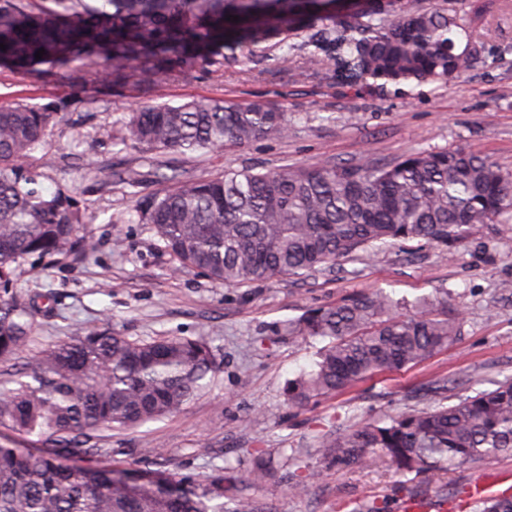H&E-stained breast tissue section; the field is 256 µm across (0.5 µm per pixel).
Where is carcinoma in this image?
<instances>
[{
	"label": "carcinoma",
	"instance_id": "1",
	"mask_svg": "<svg viewBox=\"0 0 512 512\" xmlns=\"http://www.w3.org/2000/svg\"><path fill=\"white\" fill-rule=\"evenodd\" d=\"M339 0H0V62L22 71L78 62L153 79L215 49L234 58L272 32L275 47L317 29L310 44L332 47L336 63L364 80L436 81L470 70L476 47L452 7H407L392 19L375 7L336 17ZM229 16L239 21L227 20ZM42 58H35L39 49ZM59 113L49 106H0V512H266L232 476L190 479L140 473L104 460L99 432L135 429L174 415L204 394L218 370L206 342L137 340L110 328L33 346L34 301L8 287L30 259L93 251L78 201L39 188L25 164ZM288 133V117L261 101L192 99L144 106L117 140L147 151L194 153ZM173 188L140 216L182 269L239 286L326 271L341 258L395 242L446 246L477 224L512 220V174L462 150L417 153L386 166L325 162L217 178L160 173ZM412 307V314L403 309ZM459 319L448 293L408 303L383 290L359 293L288 323L326 344L315 368L288 383V403L305 410L385 371L423 363L453 344ZM33 444L22 448L10 435ZM51 442L53 447L41 444ZM336 464L388 463L402 477L443 473L512 456V375L449 405L361 422L321 437ZM473 512H512V496L472 502Z\"/></svg>",
	"mask_w": 512,
	"mask_h": 512
}]
</instances>
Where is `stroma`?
I'll return each instance as SVG.
<instances>
[{"label":"stroma","mask_w":512,"mask_h":512,"mask_svg":"<svg viewBox=\"0 0 512 512\" xmlns=\"http://www.w3.org/2000/svg\"><path fill=\"white\" fill-rule=\"evenodd\" d=\"M308 39L300 33L285 56L268 40L240 48L236 63L217 55L152 81L134 66L119 78L90 75L77 64L38 72L0 65V106L58 108L59 122L29 164L45 193L63 190L77 199L95 243L82 259L30 260L14 287L54 308L52 316L34 319L39 347L107 326L132 339L182 336L212 347L219 370L207 394L137 429L102 432L99 444L111 449L113 463L145 469L158 459L163 470L194 478L221 471L249 483L251 497L269 512H354L376 501L401 512L399 478L390 467L330 466L319 438L339 426L435 407L440 399L428 386L441 377L479 390L512 375V223L476 225L450 254L432 244L394 245L342 259L331 272L227 287L178 269L137 214L166 188L155 174L159 165L216 177L254 166L389 164L450 148L512 173V0H494L472 34L473 66L444 85L339 76L328 58L312 61ZM198 98L274 102L288 115V132L185 155L117 141L132 110ZM379 288L408 299L447 290L450 311L460 315L456 341L412 368L378 375L304 411L289 408L288 381L312 368L323 345L289 333V320ZM296 448L308 468L322 473L301 497L289 491ZM259 457L271 470L253 485L249 474ZM480 473L512 482V457L427 482L465 489Z\"/></svg>","instance_id":"obj_1"}]
</instances>
